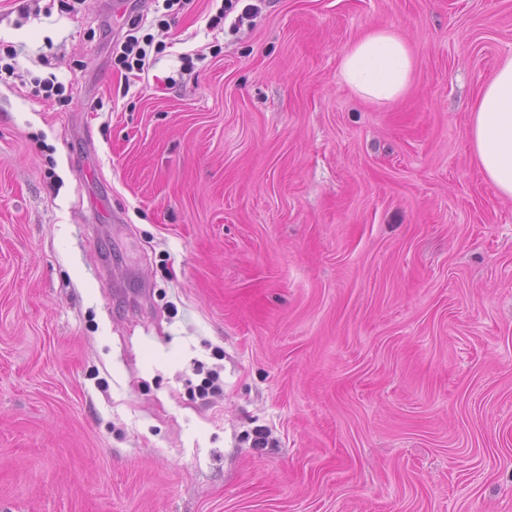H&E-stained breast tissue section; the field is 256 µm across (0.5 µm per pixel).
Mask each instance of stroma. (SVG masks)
Returning <instances> with one entry per match:
<instances>
[{
	"label": "stroma",
	"instance_id": "obj_1",
	"mask_svg": "<svg viewBox=\"0 0 512 512\" xmlns=\"http://www.w3.org/2000/svg\"><path fill=\"white\" fill-rule=\"evenodd\" d=\"M21 2L0 512H512V198L469 143L512 0H262L235 33L139 0L130 83L112 0ZM376 27L415 57L388 106L340 77ZM143 21V14L133 16L128 22V29L124 33L121 30L117 36H113L110 43L112 47L111 60L114 57L115 64H120L128 73L133 71L138 74L144 73L150 65L149 49L152 46V41L136 35L142 23H145Z\"/></svg>",
	"mask_w": 512,
	"mask_h": 512
}]
</instances>
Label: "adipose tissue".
Returning <instances> with one entry per match:
<instances>
[{"label":"adipose tissue","instance_id":"ef3b65f1","mask_svg":"<svg viewBox=\"0 0 512 512\" xmlns=\"http://www.w3.org/2000/svg\"><path fill=\"white\" fill-rule=\"evenodd\" d=\"M415 67L409 44L394 30L374 28L343 54L340 76L365 100L383 106L408 90ZM470 149L496 192L512 198V58L484 85L471 112Z\"/></svg>","mask_w":512,"mask_h":512}]
</instances>
